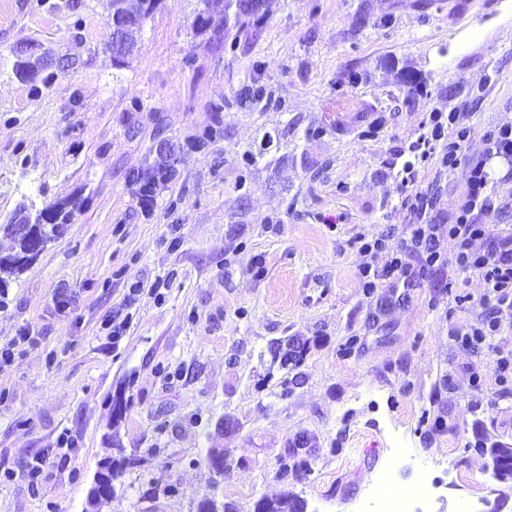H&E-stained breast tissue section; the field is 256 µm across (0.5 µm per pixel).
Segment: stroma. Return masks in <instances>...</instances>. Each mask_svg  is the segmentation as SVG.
<instances>
[{"instance_id":"1","label":"stroma","mask_w":512,"mask_h":512,"mask_svg":"<svg viewBox=\"0 0 512 512\" xmlns=\"http://www.w3.org/2000/svg\"><path fill=\"white\" fill-rule=\"evenodd\" d=\"M196 3L159 0L119 66L109 0H0V224L84 201L0 287V343L31 335L0 370V512H82L118 394L137 462L98 512H197L210 488L238 512L286 493L307 512H375L382 476L425 474L424 512L462 497L512 512L485 453L512 448V383L454 339L486 315L483 280L444 266L370 298L358 283L360 236L397 248L414 221L396 174L426 112L466 113L470 157L512 124V0H263L261 36L223 42L194 36ZM22 44L74 65L33 86ZM409 73L426 94L408 97ZM259 86L279 109L248 99ZM266 132L278 149L245 163ZM161 137L182 146L179 177L146 207L126 176ZM414 188L445 221L465 173L432 165ZM289 337L307 352L287 372L269 347ZM302 433L308 467L280 479ZM63 438L74 452L37 489L4 478Z\"/></svg>"}]
</instances>
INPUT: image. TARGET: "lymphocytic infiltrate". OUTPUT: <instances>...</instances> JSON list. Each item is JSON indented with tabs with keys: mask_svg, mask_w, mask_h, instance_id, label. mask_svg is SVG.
<instances>
[{
	"mask_svg": "<svg viewBox=\"0 0 512 512\" xmlns=\"http://www.w3.org/2000/svg\"><path fill=\"white\" fill-rule=\"evenodd\" d=\"M464 118L461 112L428 113L409 146L420 161L434 157L448 173L464 170L466 189L451 222L439 223L432 197L408 192L404 203L416 214L417 223L405 226L400 250H391L384 235L363 241L359 278L369 296L379 288L413 287L446 262L480 276L486 285L480 303L492 316L458 334L462 346L474 348L501 335L504 328L512 329V225L490 221L496 192L486 169L495 157L512 162V125L487 133L484 152L474 159L463 152L471 133ZM381 254L386 257L384 266L374 267L373 258Z\"/></svg>",
	"mask_w": 512,
	"mask_h": 512,
	"instance_id": "lymphocytic-infiltrate-1",
	"label": "lymphocytic infiltrate"
}]
</instances>
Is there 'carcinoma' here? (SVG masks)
<instances>
[{
	"label": "carcinoma",
	"mask_w": 512,
	"mask_h": 512,
	"mask_svg": "<svg viewBox=\"0 0 512 512\" xmlns=\"http://www.w3.org/2000/svg\"><path fill=\"white\" fill-rule=\"evenodd\" d=\"M262 0H198V7L194 17L192 29L197 36H203L211 30V17L215 13L224 16L223 35H228L233 29H241L249 26L254 31H261L267 24V18L262 12ZM146 16H135L128 18L129 29L124 34L120 45L121 56L116 58L117 62L131 57L137 50V42L134 33L143 28ZM41 59L34 61L21 60L16 65V74L25 81L33 80V72L41 69ZM176 153H160L153 162L145 167L133 171L127 175L129 183L138 186V194L141 202L150 205L155 195L178 176L176 167ZM83 206V199L70 197L63 201L46 205L42 209L32 213L27 208L20 209L8 223L0 224V233L11 242L10 251L4 255L0 254V284L6 282L7 278L22 272L39 254L35 249L34 242L40 241L48 244L57 237L59 228L68 224L74 211ZM27 224L30 226L31 234L28 236L18 233L17 226ZM272 362L279 365L281 369H294L303 361L306 347L305 344H296V339L290 338L286 341H275L270 345ZM309 451L302 448H294L290 451L289 457L280 461L279 476L288 479L297 474L299 468L307 466L305 456ZM135 464L132 458L116 459L111 456L104 457L100 462V468L107 473L108 479L112 480L118 473L128 465ZM299 498L286 495L279 499L261 498L254 504L253 512H302L298 508ZM197 512H237L233 505L219 502L212 493L201 494L197 503Z\"/></svg>",
	"instance_id": "carcinoma-1"
}]
</instances>
